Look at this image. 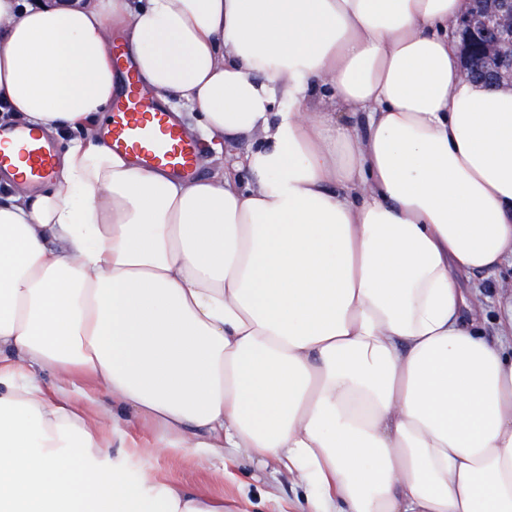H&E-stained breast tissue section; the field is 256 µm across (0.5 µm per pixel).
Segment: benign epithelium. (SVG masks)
Listing matches in <instances>:
<instances>
[{
	"label": "benign epithelium",
	"instance_id": "benign-epithelium-1",
	"mask_svg": "<svg viewBox=\"0 0 512 512\" xmlns=\"http://www.w3.org/2000/svg\"><path fill=\"white\" fill-rule=\"evenodd\" d=\"M459 26L463 69L498 86H512V0H470Z\"/></svg>",
	"mask_w": 512,
	"mask_h": 512
}]
</instances>
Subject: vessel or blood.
Listing matches in <instances>:
<instances>
[{
  "label": "vessel or blood",
  "instance_id": "1",
  "mask_svg": "<svg viewBox=\"0 0 512 512\" xmlns=\"http://www.w3.org/2000/svg\"><path fill=\"white\" fill-rule=\"evenodd\" d=\"M126 89L114 103L108 118L112 150L134 155L142 166L177 176H192L198 170L199 148L171 119L166 109L141 92L132 67H125ZM19 143L18 154L0 152V171L14 170L33 183L52 177L55 155L49 143L33 132L0 129V141Z\"/></svg>",
  "mask_w": 512,
  "mask_h": 512
}]
</instances>
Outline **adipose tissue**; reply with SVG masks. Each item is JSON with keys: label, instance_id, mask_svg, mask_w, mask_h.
<instances>
[{"label": "adipose tissue", "instance_id": "1", "mask_svg": "<svg viewBox=\"0 0 512 512\" xmlns=\"http://www.w3.org/2000/svg\"><path fill=\"white\" fill-rule=\"evenodd\" d=\"M468 7L0 0V112L69 138L0 194V512H220L125 476L135 420L147 455L282 465L306 512H512V297L471 281L512 267V88L461 78ZM117 43L185 134L251 149L112 151Z\"/></svg>", "mask_w": 512, "mask_h": 512}]
</instances>
